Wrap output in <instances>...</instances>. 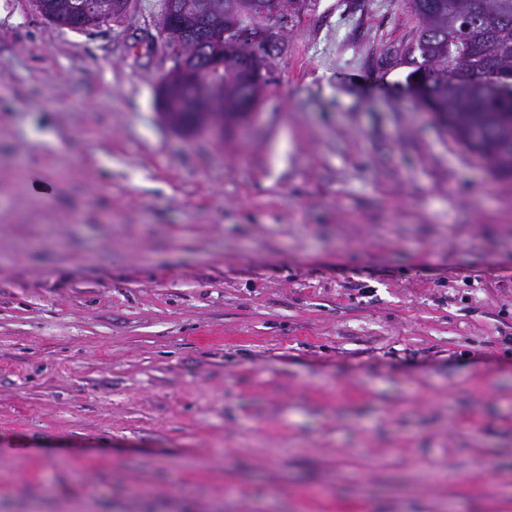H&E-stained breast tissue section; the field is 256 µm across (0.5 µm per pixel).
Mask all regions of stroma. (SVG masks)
<instances>
[{
    "mask_svg": "<svg viewBox=\"0 0 512 512\" xmlns=\"http://www.w3.org/2000/svg\"><path fill=\"white\" fill-rule=\"evenodd\" d=\"M135 0H0V512H512V179L407 0H309L185 137ZM132 0H86L83 3L84 23L70 24V29L86 30L111 25L126 16Z\"/></svg>",
    "mask_w": 512,
    "mask_h": 512,
    "instance_id": "35a3bbf8",
    "label": "stroma"
}]
</instances>
